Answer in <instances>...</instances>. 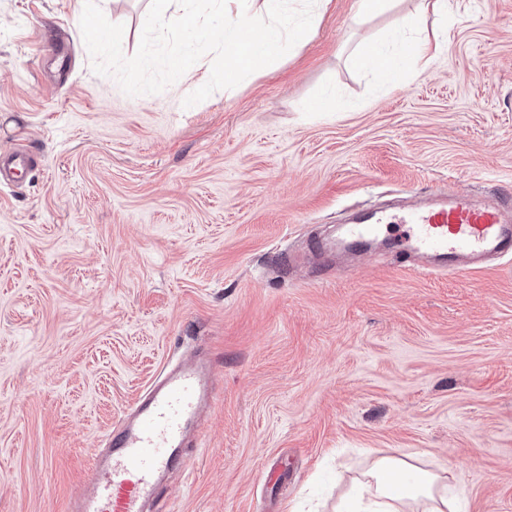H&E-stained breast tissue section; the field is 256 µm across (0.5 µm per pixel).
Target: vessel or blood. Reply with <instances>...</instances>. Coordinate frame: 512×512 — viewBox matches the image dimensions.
Here are the masks:
<instances>
[{
  "label": "vessel or blood",
  "instance_id": "obj_1",
  "mask_svg": "<svg viewBox=\"0 0 512 512\" xmlns=\"http://www.w3.org/2000/svg\"><path fill=\"white\" fill-rule=\"evenodd\" d=\"M33 168L15 154L0 162V184L17 182ZM393 224L407 225L397 247L407 261L430 272H465L512 255V198L479 203L460 192L432 204L408 201L395 210L358 214L342 225L341 245L357 247ZM216 402L211 363L196 358L156 380L109 433L90 466L92 488L72 496L68 512H146L160 480L195 445L199 424Z\"/></svg>",
  "mask_w": 512,
  "mask_h": 512
}]
</instances>
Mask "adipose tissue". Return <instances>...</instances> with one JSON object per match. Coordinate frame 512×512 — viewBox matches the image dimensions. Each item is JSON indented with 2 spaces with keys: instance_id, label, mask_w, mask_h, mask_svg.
<instances>
[{
  "instance_id": "1",
  "label": "adipose tissue",
  "mask_w": 512,
  "mask_h": 512,
  "mask_svg": "<svg viewBox=\"0 0 512 512\" xmlns=\"http://www.w3.org/2000/svg\"><path fill=\"white\" fill-rule=\"evenodd\" d=\"M446 43V33L437 30L422 33L397 52L366 42L353 60L390 83L397 74L424 71ZM448 488L447 471L423 468L417 455L384 456L341 497L336 512H453Z\"/></svg>"
}]
</instances>
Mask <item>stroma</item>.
<instances>
[{"instance_id":"obj_1","label":"stroma","mask_w":512,"mask_h":512,"mask_svg":"<svg viewBox=\"0 0 512 512\" xmlns=\"http://www.w3.org/2000/svg\"><path fill=\"white\" fill-rule=\"evenodd\" d=\"M96 2L133 55L148 0ZM84 4L0 0V154L39 160L0 186V512H67L106 433L201 351L218 401L158 512H334L375 458L410 453L452 469L457 512H512V257L422 274L378 248L318 278L306 251L396 197L512 196V0L358 21L332 0L189 108L203 70L136 97L97 75ZM404 17L448 30L425 72L352 64Z\"/></svg>"}]
</instances>
